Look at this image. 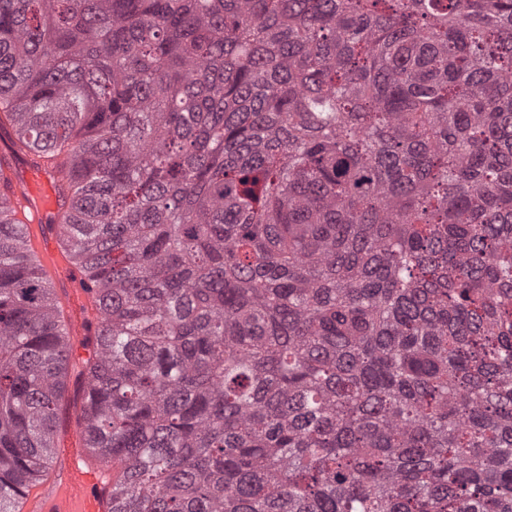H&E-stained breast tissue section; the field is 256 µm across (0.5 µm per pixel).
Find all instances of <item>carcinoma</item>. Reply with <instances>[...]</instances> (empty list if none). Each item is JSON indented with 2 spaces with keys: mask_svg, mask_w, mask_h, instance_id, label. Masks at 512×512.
<instances>
[{
  "mask_svg": "<svg viewBox=\"0 0 512 512\" xmlns=\"http://www.w3.org/2000/svg\"><path fill=\"white\" fill-rule=\"evenodd\" d=\"M102 323L112 512H512V0H0V130ZM0 512L73 343L1 188Z\"/></svg>",
  "mask_w": 512,
  "mask_h": 512,
  "instance_id": "carcinoma-1",
  "label": "carcinoma"
}]
</instances>
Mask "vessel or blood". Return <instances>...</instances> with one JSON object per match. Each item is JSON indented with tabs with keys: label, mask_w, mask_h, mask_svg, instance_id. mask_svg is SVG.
I'll list each match as a JSON object with an SVG mask.
<instances>
[{
	"label": "vessel or blood",
	"mask_w": 512,
	"mask_h": 512,
	"mask_svg": "<svg viewBox=\"0 0 512 512\" xmlns=\"http://www.w3.org/2000/svg\"><path fill=\"white\" fill-rule=\"evenodd\" d=\"M11 203L31 210L27 230L38 263L52 278L72 283L71 296L80 305L67 317L66 326L70 334L81 333L91 319L95 298L84 289L82 274L59 245L55 231L44 222L45 215L57 211L59 206L53 173L32 168L24 176L14 178ZM119 470L116 464L83 468L76 455L64 459L54 481L30 489L20 505L21 512H112V477Z\"/></svg>",
	"instance_id": "obj_1"
}]
</instances>
